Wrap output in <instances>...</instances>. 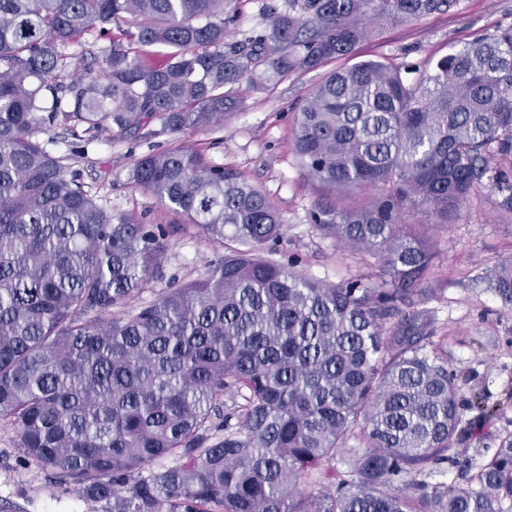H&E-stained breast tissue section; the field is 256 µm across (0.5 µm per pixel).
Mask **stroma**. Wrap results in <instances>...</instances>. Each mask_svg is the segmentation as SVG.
Here are the masks:
<instances>
[{
  "label": "stroma",
  "instance_id": "1",
  "mask_svg": "<svg viewBox=\"0 0 512 512\" xmlns=\"http://www.w3.org/2000/svg\"><path fill=\"white\" fill-rule=\"evenodd\" d=\"M300 0H224L233 16L230 37L244 39L268 32L271 10L296 12ZM512 26V0H457L447 13H435L408 24H374L343 63L329 62L300 71L276 85L255 89L234 87L241 105L210 128L189 130L180 137L162 132L153 119L138 134L116 140L99 138L84 144L61 139L55 128L40 132L54 140L57 150L71 153V165L86 185L113 213L145 214L156 224L180 223V216L160 206L151 194L133 187L129 171L135 159L166 150L174 140L195 147L212 160L235 168L259 188L284 219L277 260L297 262L307 275L328 284L352 278L373 279L377 269L358 250L324 238L309 213L322 193L315 180L299 167L291 133L299 104L337 66L384 59L413 69L499 29ZM491 187L479 189L465 217L444 229H433L437 242L428 286V302L436 318L437 335L448 339V368L463 396L483 394L496 413L483 417L466 411L475 432L458 445L456 464L444 465L430 483L472 476V463L490 459L504 436L512 433V304L506 305L486 286L499 264L512 260V222L496 211ZM225 249L195 232H180L151 280L130 310L152 303L170 279L204 278ZM106 503L83 497L54 482L50 473L24 460L14 426L0 420V512H107Z\"/></svg>",
  "mask_w": 512,
  "mask_h": 512
}]
</instances>
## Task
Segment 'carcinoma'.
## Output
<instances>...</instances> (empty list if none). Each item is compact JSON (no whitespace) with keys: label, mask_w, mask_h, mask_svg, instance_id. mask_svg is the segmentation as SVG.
<instances>
[{"label":"carcinoma","mask_w":512,"mask_h":512,"mask_svg":"<svg viewBox=\"0 0 512 512\" xmlns=\"http://www.w3.org/2000/svg\"><path fill=\"white\" fill-rule=\"evenodd\" d=\"M456 2L303 0L234 40L224 0H0V416L28 461L110 512H512V434L464 484L418 479L455 462L464 412L485 403L461 397L422 307L434 252L419 217L454 224L488 183L512 220V28L412 80L381 61L340 68L298 107L292 149L336 200L310 222L374 259L373 282L325 285L265 255L283 219L264 193L176 144L130 182L235 246L119 314L173 227L112 213L38 139L42 124L90 141L153 118L173 135L210 127L236 109L233 86L345 59L370 22ZM128 15L135 30L113 34ZM135 44L170 52L149 65ZM74 45L98 72H67ZM489 288L512 302L511 262ZM242 391L240 425H221Z\"/></svg>","instance_id":"cac0c4a2"}]
</instances>
